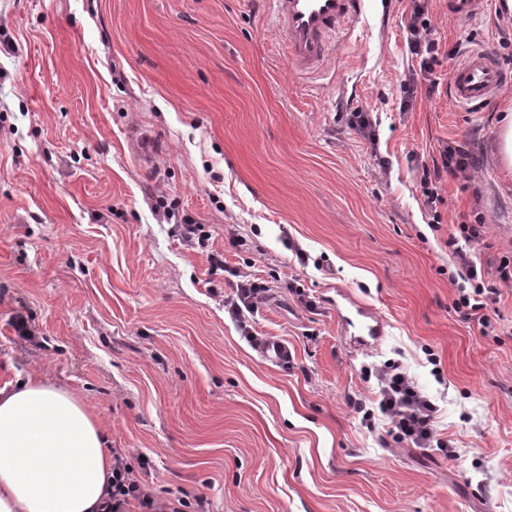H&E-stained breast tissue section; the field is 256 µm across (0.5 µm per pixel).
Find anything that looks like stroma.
I'll list each match as a JSON object with an SVG mask.
<instances>
[{
    "instance_id": "1",
    "label": "stroma",
    "mask_w": 512,
    "mask_h": 512,
    "mask_svg": "<svg viewBox=\"0 0 512 512\" xmlns=\"http://www.w3.org/2000/svg\"><path fill=\"white\" fill-rule=\"evenodd\" d=\"M501 2L460 19L431 0L440 84L455 46L512 57ZM408 7L365 0L306 75L266 0H0V385L43 373L85 397L109 447L148 459L144 482L205 494L210 512H512V288L482 335L453 307L445 245L480 215L483 268L512 252V175L491 155L512 84L477 110L407 98ZM357 107L378 120L376 150L349 126ZM448 144L480 167L442 178L434 231L420 179ZM167 208L204 225L206 252ZM247 261L272 285L253 326L288 342L293 367L224 311ZM342 291L384 321L375 348L344 347ZM18 312L36 342L15 335ZM388 361L436 400L457 460L363 424L352 403L375 399L370 371Z\"/></svg>"
}]
</instances>
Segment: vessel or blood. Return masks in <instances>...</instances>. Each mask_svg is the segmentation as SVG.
<instances>
[{
  "label": "vessel or blood",
  "mask_w": 512,
  "mask_h": 512,
  "mask_svg": "<svg viewBox=\"0 0 512 512\" xmlns=\"http://www.w3.org/2000/svg\"><path fill=\"white\" fill-rule=\"evenodd\" d=\"M270 19L285 47L288 60L303 73L322 69L339 33L356 23L364 0H268ZM505 80L490 49H474L453 68L448 79L452 102L482 108L489 105ZM349 314L341 316L342 339L350 352L375 346L384 335L381 320L365 305L349 300Z\"/></svg>",
  "instance_id": "obj_1"
}]
</instances>
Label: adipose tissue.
<instances>
[{
	"label": "adipose tissue",
	"instance_id": "1",
	"mask_svg": "<svg viewBox=\"0 0 512 512\" xmlns=\"http://www.w3.org/2000/svg\"><path fill=\"white\" fill-rule=\"evenodd\" d=\"M111 483L85 399L32 375L0 386V512H98Z\"/></svg>",
	"mask_w": 512,
	"mask_h": 512
}]
</instances>
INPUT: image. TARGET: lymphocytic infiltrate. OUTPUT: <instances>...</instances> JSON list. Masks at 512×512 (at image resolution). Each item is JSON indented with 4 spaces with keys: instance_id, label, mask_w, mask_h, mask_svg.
Instances as JSON below:
<instances>
[{
    "instance_id": "f902f5d3",
    "label": "lymphocytic infiltrate",
    "mask_w": 512,
    "mask_h": 512,
    "mask_svg": "<svg viewBox=\"0 0 512 512\" xmlns=\"http://www.w3.org/2000/svg\"><path fill=\"white\" fill-rule=\"evenodd\" d=\"M430 0H411V9L406 20L409 34L408 46L412 55L419 57L421 72L430 74L427 94L439 91L438 80L432 73L438 62V44L431 39L429 19ZM476 161L470 150L459 145H446L433 161V169L423 172L420 187L429 208H436L442 196L437 185L438 178L454 180L469 178ZM483 222L460 223L449 232L447 246L462 270V283L457 287L454 301L456 311L464 318H477L482 334L492 332L493 325L484 310L488 304L500 297L501 286H512V254L502 256L495 276H488L478 269L471 250L475 242L483 238ZM236 291L234 296L225 298L224 309L237 324L242 337L249 345L268 358H278L282 366H289L293 355L287 344L276 337L254 333L251 320L257 311L266 287L258 282L252 271L234 270ZM374 376L378 385V397L372 403H356L364 422H372L374 416H382L390 426V432L399 441H407L420 448L435 447L448 459L457 454L450 440L439 438L434 427L439 408L435 401L425 394L399 362L393 361L377 368ZM136 506L138 512H209V500L203 494H189L179 490L171 493L166 500H159L150 486L142 483L127 462L125 455H112V489L101 505V512H127L129 506Z\"/></svg>"
}]
</instances>
